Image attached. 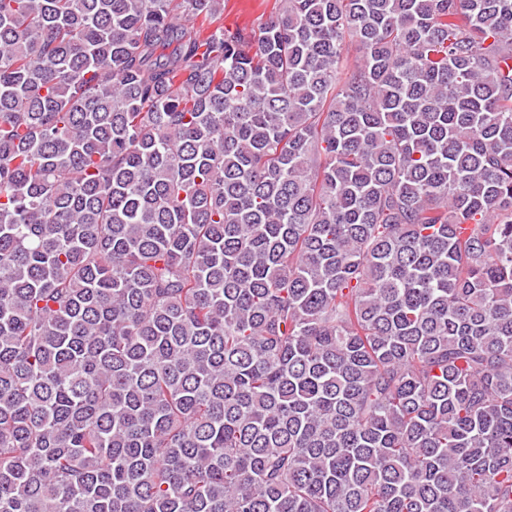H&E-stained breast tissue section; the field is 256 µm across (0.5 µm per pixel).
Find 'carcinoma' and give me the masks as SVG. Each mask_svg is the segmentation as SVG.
<instances>
[{
  "instance_id": "carcinoma-1",
  "label": "carcinoma",
  "mask_w": 512,
  "mask_h": 512,
  "mask_svg": "<svg viewBox=\"0 0 512 512\" xmlns=\"http://www.w3.org/2000/svg\"><path fill=\"white\" fill-rule=\"evenodd\" d=\"M223 11L0 0V512H512V0ZM277 0H224V15L218 18L198 16L187 18L185 24L194 31L202 33L212 30L218 24H224L225 28L237 26L257 30L277 8Z\"/></svg>"
}]
</instances>
